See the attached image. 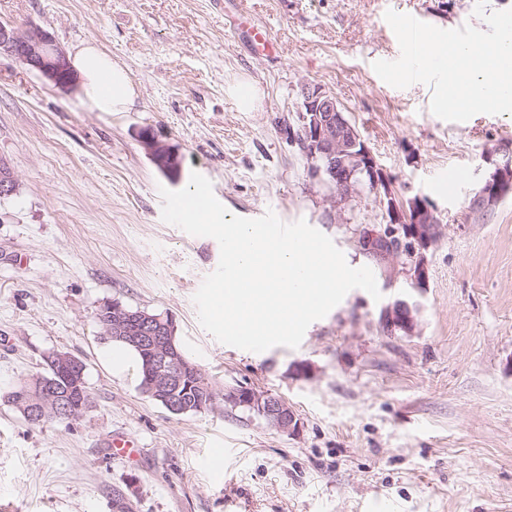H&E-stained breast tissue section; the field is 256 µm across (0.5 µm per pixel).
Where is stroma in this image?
<instances>
[{"mask_svg":"<svg viewBox=\"0 0 512 512\" xmlns=\"http://www.w3.org/2000/svg\"><path fill=\"white\" fill-rule=\"evenodd\" d=\"M248 3L275 52L253 44L239 0H0V23L40 26L68 54L95 43L139 91L132 111L92 112L76 89L0 56V158L19 183L0 197V391L64 350L85 362L94 397L80 419L44 426L0 399V512H116L123 499L133 512H512V197L486 222L467 218L512 114L445 121L431 85L398 89L373 69L400 56L386 10L457 29L477 24L476 0ZM309 84L335 93L397 205L418 196L435 209L425 288L360 248L357 229L388 220L379 197L335 207V188L289 142ZM231 86L257 90L254 111L238 110ZM144 129L177 154L178 180L148 155ZM451 168L463 179L449 194L436 178ZM194 171L232 215L271 211L330 237L372 270L380 299L349 291L295 349L216 341L193 296L219 245L162 219L160 189L185 188ZM399 299L420 307L413 334L382 325ZM112 300L172 315L217 391L280 397L299 431L220 402L175 415L138 374H112L95 319ZM115 433L138 439L135 461L112 456ZM216 442L234 450L220 475L206 463Z\"/></svg>","mask_w":512,"mask_h":512,"instance_id":"35a3bbf8","label":"stroma"}]
</instances>
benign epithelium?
<instances>
[{
    "label": "benign epithelium",
    "mask_w": 512,
    "mask_h": 512,
    "mask_svg": "<svg viewBox=\"0 0 512 512\" xmlns=\"http://www.w3.org/2000/svg\"><path fill=\"white\" fill-rule=\"evenodd\" d=\"M16 58L43 78L61 89L74 86L76 77L70 69L66 54L54 43L51 34L39 27L20 31L10 24H0V54ZM300 135L305 153L311 160L314 178L336 188V205L350 201L362 192L378 195L384 179L381 169L370 151L359 146L360 136L343 115L336 95L318 85L303 89ZM142 144L153 161L164 171L178 170V157L170 147L151 131L139 134ZM512 156V141L501 140L486 152L488 164L479 188L470 200L469 215L483 220L506 198L512 196V163L505 164L496 156ZM18 180L10 164L0 158V197L17 191ZM387 224H366L359 232L358 243L367 253L386 259H405L407 273L413 284L421 288L428 279V268L423 251L436 241L438 219L431 206L418 198L410 202L407 213L396 208L393 200L387 202ZM414 240L415 248L404 254L399 245V234ZM420 308L399 300L388 306L383 314V326L392 333L410 335L417 327ZM107 333L122 337L135 345H150L151 355L146 359L145 373L149 386L157 392H166L172 385L173 371H185L176 366L171 335L175 323L171 317L150 316L145 312L128 310L118 301L112 302L111 314L104 323ZM55 376L65 377L71 387L82 382L83 362L70 353L54 355ZM242 399L268 424L283 433H296L300 421L288 404L279 397L250 387H232L224 390V401ZM59 389L56 380L40 381L35 401L23 408L25 416L41 420L48 412L58 409Z\"/></svg>",
    "instance_id": "obj_1"
}]
</instances>
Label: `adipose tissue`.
<instances>
[{
	"label": "adipose tissue",
	"instance_id": "ef3b65f1",
	"mask_svg": "<svg viewBox=\"0 0 512 512\" xmlns=\"http://www.w3.org/2000/svg\"><path fill=\"white\" fill-rule=\"evenodd\" d=\"M70 64L79 78L82 103L93 112H126L137 91L122 65L96 44L85 43L70 56Z\"/></svg>",
	"mask_w": 512,
	"mask_h": 512
}]
</instances>
